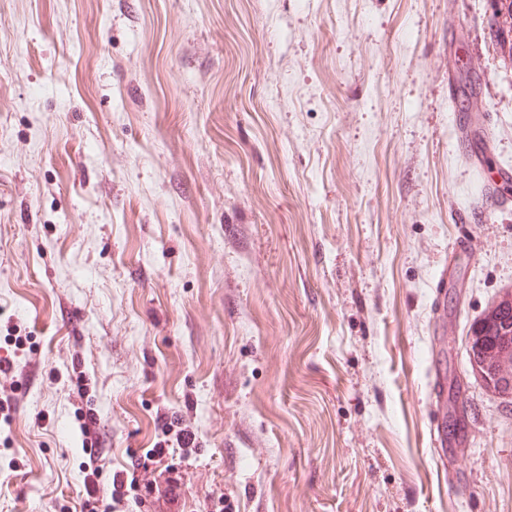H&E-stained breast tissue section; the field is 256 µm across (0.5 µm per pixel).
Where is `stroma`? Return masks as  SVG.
Masks as SVG:
<instances>
[{
	"label": "stroma",
	"mask_w": 512,
	"mask_h": 512,
	"mask_svg": "<svg viewBox=\"0 0 512 512\" xmlns=\"http://www.w3.org/2000/svg\"><path fill=\"white\" fill-rule=\"evenodd\" d=\"M490 14L0 0V512H81V408L103 492L194 435L161 462L177 488L111 512H512V401L467 354L512 291Z\"/></svg>",
	"instance_id": "obj_1"
}]
</instances>
